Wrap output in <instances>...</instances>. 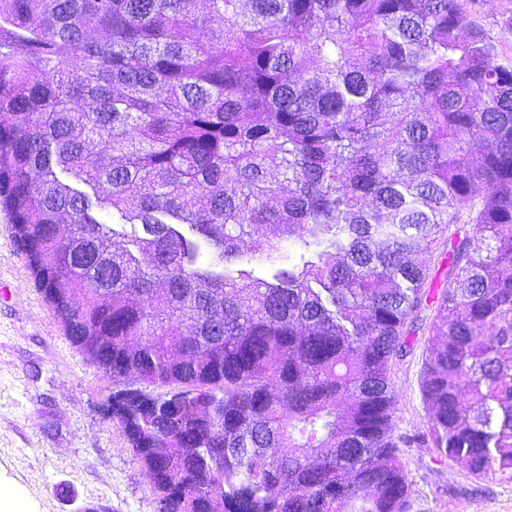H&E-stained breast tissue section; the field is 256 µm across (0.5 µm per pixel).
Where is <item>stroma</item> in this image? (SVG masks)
<instances>
[{
	"instance_id": "1",
	"label": "stroma",
	"mask_w": 512,
	"mask_h": 512,
	"mask_svg": "<svg viewBox=\"0 0 512 512\" xmlns=\"http://www.w3.org/2000/svg\"><path fill=\"white\" fill-rule=\"evenodd\" d=\"M470 20L512 66V0H469ZM447 234L425 252L427 299L407 353L390 364L395 435L427 430L420 378L428 328L448 287ZM116 384L66 335L36 288L11 224L0 215V492L29 512H156V494L105 408ZM410 512H512V482L480 480L439 459L432 441L404 444Z\"/></svg>"
}]
</instances>
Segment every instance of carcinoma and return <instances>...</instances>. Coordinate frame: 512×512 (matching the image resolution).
<instances>
[{
	"label": "carcinoma",
	"instance_id": "obj_1",
	"mask_svg": "<svg viewBox=\"0 0 512 512\" xmlns=\"http://www.w3.org/2000/svg\"><path fill=\"white\" fill-rule=\"evenodd\" d=\"M0 211L161 512H410L389 365L471 225L422 392L512 482V66L464 0H0Z\"/></svg>",
	"mask_w": 512,
	"mask_h": 512
}]
</instances>
